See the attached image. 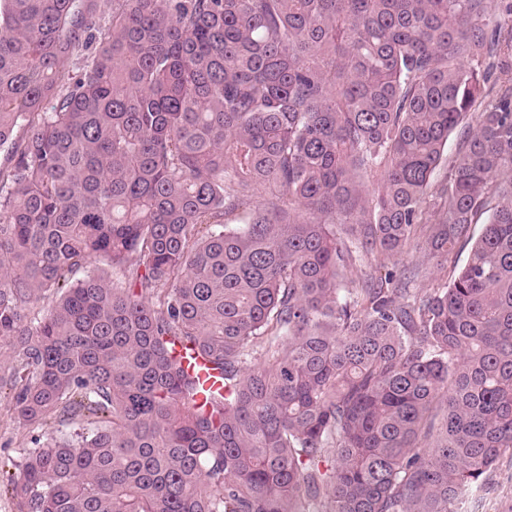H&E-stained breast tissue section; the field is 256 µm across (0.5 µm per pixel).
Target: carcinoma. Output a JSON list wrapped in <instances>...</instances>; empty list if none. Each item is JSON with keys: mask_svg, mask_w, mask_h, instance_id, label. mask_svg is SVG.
<instances>
[{"mask_svg": "<svg viewBox=\"0 0 512 512\" xmlns=\"http://www.w3.org/2000/svg\"><path fill=\"white\" fill-rule=\"evenodd\" d=\"M511 73L512 0H0V494L459 512L512 457ZM0 398V457L5 458L8 455H16L17 448H24L27 446L29 436L22 428H19L16 423L11 421L6 408V399Z\"/></svg>", "mask_w": 512, "mask_h": 512, "instance_id": "obj_1", "label": "carcinoma"}]
</instances>
